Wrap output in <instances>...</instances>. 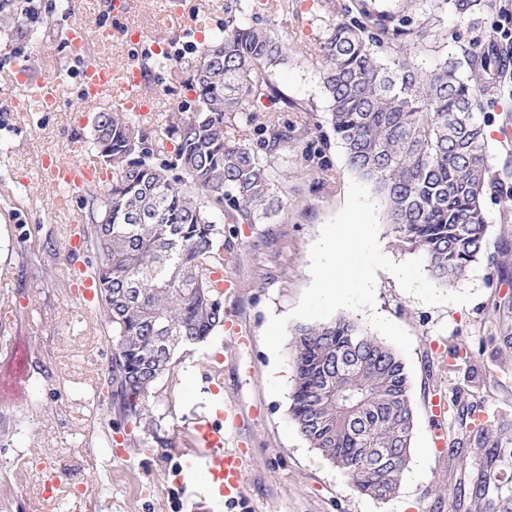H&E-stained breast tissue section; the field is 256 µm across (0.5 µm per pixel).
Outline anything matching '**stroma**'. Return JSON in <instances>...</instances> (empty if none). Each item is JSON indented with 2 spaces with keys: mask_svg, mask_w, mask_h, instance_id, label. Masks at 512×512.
Segmentation results:
<instances>
[{
  "mask_svg": "<svg viewBox=\"0 0 512 512\" xmlns=\"http://www.w3.org/2000/svg\"><path fill=\"white\" fill-rule=\"evenodd\" d=\"M490 8L460 21L455 0H440L437 21L421 50L424 67L450 61L463 45L489 50V35L512 0H490ZM81 0H39L41 21L33 34L0 33V98L18 96L21 78L67 70L53 111L24 118L0 107V512H192L207 484L172 475L176 449L193 445V423L219 420L225 406L243 415L228 447L247 449L245 500L217 512H469L476 473L485 464L512 474V459L492 460L489 449L466 439L458 414L435 415L437 405H477L493 412L494 435L512 440V209L497 193L484 201L486 239L498 266L472 265L456 290L474 287L467 304L431 306L401 289L395 277L378 271L374 312L402 327L412 338L403 362L412 383L415 428L411 454L399 490L382 502L362 494L346 474L311 448L289 415V395L267 389L270 374L293 386L292 362L275 368L262 336L271 316L288 315L311 282L310 248L323 226L342 208L355 176L328 122L319 66L307 50L325 27L318 0H295L293 9L276 0H183L182 14L165 12L164 0H132L116 20L104 0L87 13L89 28L114 25L110 43L90 54L104 66L133 61L149 65L146 93L154 120L165 125L193 94L185 84L200 44L218 33L227 14L245 25L270 26L288 45V59L267 76L303 111L282 103H252L240 113L288 123L287 148L264 155L274 195L284 208L260 224H228L236 242L224 262L236 282L224 309L245 336L234 343L225 328L178 355L174 371L159 384L150 404L172 439L160 448L124 423L108 394L105 369L112 358L97 303L76 296L70 283L66 245L70 224L89 223L83 191L69 209H60L58 188L40 181L45 157L64 153L71 118L82 112L84 148L75 161L100 167L92 141L96 116L117 110L113 97L87 106L79 94L78 60L64 38L67 16ZM133 28L144 35L135 45L122 37ZM486 105L492 120L488 147L495 166L512 161V95L496 93ZM63 476L45 488V466ZM461 488L455 499L439 486Z\"/></svg>",
  "mask_w": 512,
  "mask_h": 512,
  "instance_id": "stroma-1",
  "label": "stroma"
}]
</instances>
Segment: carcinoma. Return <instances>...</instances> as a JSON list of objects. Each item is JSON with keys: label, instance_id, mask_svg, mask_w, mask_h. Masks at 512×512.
<instances>
[{"label": "carcinoma", "instance_id": "cac0c4a2", "mask_svg": "<svg viewBox=\"0 0 512 512\" xmlns=\"http://www.w3.org/2000/svg\"><path fill=\"white\" fill-rule=\"evenodd\" d=\"M419 0L376 9L366 0L330 25L315 57L328 121L349 169L382 208L396 245L421 255L434 279L450 286L487 252V191L512 200V186L491 164L483 112L496 57L471 46L460 58L426 69L418 51L434 16L415 22ZM288 45L271 29L241 27L233 18L198 50L193 101L172 113L166 134L175 160L152 161L153 128L123 112H100L94 147L119 176L89 191L91 224L83 244L94 255L97 294L112 327L108 366L112 396L125 422L171 439L150 415L148 401L176 366L180 350L224 325V228L256 224L275 205L268 166L237 138L231 114L272 100L276 88L260 74L287 59ZM269 154L288 146L292 128L267 120L254 128ZM181 175L171 178L168 171ZM296 372L289 414L302 436L339 467L360 492L387 500L410 457L415 412L404 362L385 340L346 315L297 325L289 337ZM478 440L487 422L470 409ZM508 481L483 467V491ZM475 512H512V501L476 497Z\"/></svg>", "mask_w": 512, "mask_h": 512}]
</instances>
